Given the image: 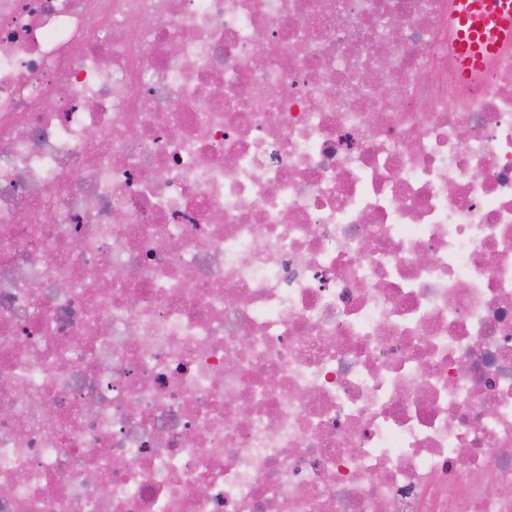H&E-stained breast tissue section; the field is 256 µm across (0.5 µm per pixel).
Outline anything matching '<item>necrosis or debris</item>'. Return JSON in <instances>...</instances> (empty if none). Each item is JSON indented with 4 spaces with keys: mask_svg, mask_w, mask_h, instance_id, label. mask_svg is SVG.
Masks as SVG:
<instances>
[{
    "mask_svg": "<svg viewBox=\"0 0 512 512\" xmlns=\"http://www.w3.org/2000/svg\"><path fill=\"white\" fill-rule=\"evenodd\" d=\"M454 7L0 0V512H512V46L460 81Z\"/></svg>",
    "mask_w": 512,
    "mask_h": 512,
    "instance_id": "1",
    "label": "necrosis or debris"
}]
</instances>
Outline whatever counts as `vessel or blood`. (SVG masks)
Listing matches in <instances>:
<instances>
[{"mask_svg":"<svg viewBox=\"0 0 512 512\" xmlns=\"http://www.w3.org/2000/svg\"><path fill=\"white\" fill-rule=\"evenodd\" d=\"M451 26L463 75L480 74L500 48L512 42V0H457Z\"/></svg>","mask_w":512,"mask_h":512,"instance_id":"vessel-or-blood-1","label":"vessel or blood"}]
</instances>
